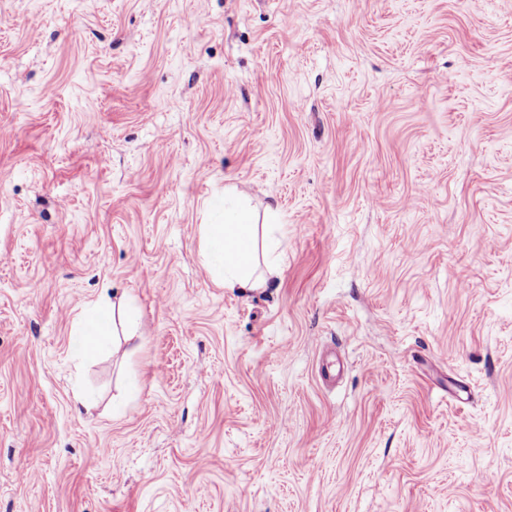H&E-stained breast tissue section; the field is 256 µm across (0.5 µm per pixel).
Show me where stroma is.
Returning <instances> with one entry per match:
<instances>
[{"instance_id":"obj_1","label":"stroma","mask_w":512,"mask_h":512,"mask_svg":"<svg viewBox=\"0 0 512 512\" xmlns=\"http://www.w3.org/2000/svg\"><path fill=\"white\" fill-rule=\"evenodd\" d=\"M0 512H512V0H0ZM256 226L252 212L233 203H224V220L200 225V261L224 288L261 285L252 265ZM100 308L85 310L76 320L82 336H89L87 342L90 351H95L110 335L108 327L99 321L97 314L94 312Z\"/></svg>"}]
</instances>
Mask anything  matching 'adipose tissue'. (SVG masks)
I'll list each match as a JSON object with an SVG mask.
<instances>
[{
	"instance_id": "adipose-tissue-1",
	"label": "adipose tissue",
	"mask_w": 512,
	"mask_h": 512,
	"mask_svg": "<svg viewBox=\"0 0 512 512\" xmlns=\"http://www.w3.org/2000/svg\"><path fill=\"white\" fill-rule=\"evenodd\" d=\"M255 235L252 212L232 203L225 205L222 221L201 225L200 261L218 284L260 286L252 265Z\"/></svg>"
}]
</instances>
